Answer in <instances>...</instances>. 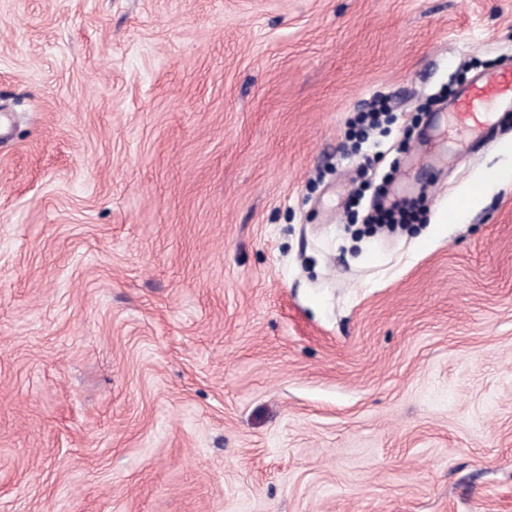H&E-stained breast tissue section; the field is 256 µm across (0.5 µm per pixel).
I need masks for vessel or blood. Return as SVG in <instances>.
Listing matches in <instances>:
<instances>
[{
	"label": "vessel or blood",
	"mask_w": 512,
	"mask_h": 512,
	"mask_svg": "<svg viewBox=\"0 0 512 512\" xmlns=\"http://www.w3.org/2000/svg\"><path fill=\"white\" fill-rule=\"evenodd\" d=\"M512 112V67L483 76L461 94L452 113L471 132L489 127L492 111Z\"/></svg>",
	"instance_id": "vessel-or-blood-1"
}]
</instances>
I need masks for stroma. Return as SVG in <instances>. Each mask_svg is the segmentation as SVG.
Listing matches in <instances>:
<instances>
[{
    "instance_id": "35a3bbf8",
    "label": "stroma",
    "mask_w": 512,
    "mask_h": 512,
    "mask_svg": "<svg viewBox=\"0 0 512 512\" xmlns=\"http://www.w3.org/2000/svg\"><path fill=\"white\" fill-rule=\"evenodd\" d=\"M508 61L512 0H0V512H512ZM494 108L506 114L512 112V67L487 74L461 94L451 112L470 132L488 129L490 112Z\"/></svg>"
}]
</instances>
